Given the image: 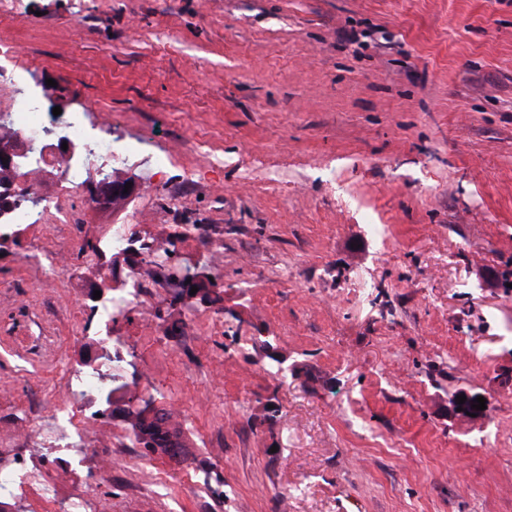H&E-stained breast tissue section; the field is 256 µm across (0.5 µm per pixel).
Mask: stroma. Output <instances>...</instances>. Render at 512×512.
<instances>
[{"label":"stroma","mask_w":512,"mask_h":512,"mask_svg":"<svg viewBox=\"0 0 512 512\" xmlns=\"http://www.w3.org/2000/svg\"><path fill=\"white\" fill-rule=\"evenodd\" d=\"M0 41L23 64L1 104L50 111L58 84L63 112L140 144L82 176L163 182L116 214L67 198L77 221L55 224L49 165L33 223L10 227L0 471L29 475L0 493L14 512H512V0H19ZM111 224L175 239L223 314L175 309L173 339L154 316L166 288L120 314L90 304L128 277L83 250ZM59 249L62 272L33 260ZM105 352L176 413L185 462L143 457L97 414L81 360ZM461 389L487 397L484 419L453 413ZM71 427L84 456L62 449Z\"/></svg>","instance_id":"1"}]
</instances>
